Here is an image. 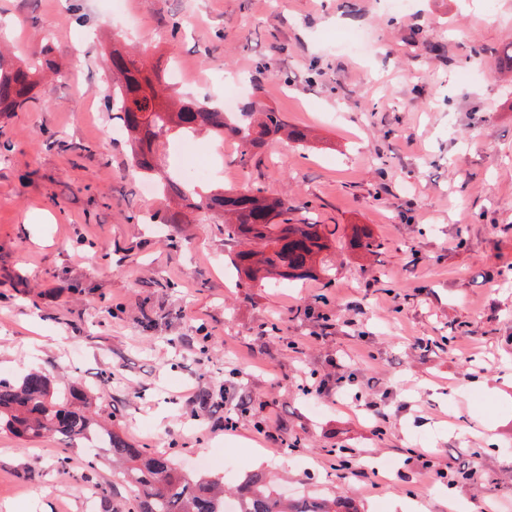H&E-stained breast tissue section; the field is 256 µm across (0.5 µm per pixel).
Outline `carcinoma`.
<instances>
[{"label": "carcinoma", "instance_id": "1", "mask_svg": "<svg viewBox=\"0 0 512 512\" xmlns=\"http://www.w3.org/2000/svg\"><path fill=\"white\" fill-rule=\"evenodd\" d=\"M113 95L119 125L130 141L134 165L145 177H153L156 153L169 133L184 135L211 132L230 136L246 148H257L277 138L302 144L307 129L290 125L279 112L263 110L255 102L240 109L234 120L215 107L179 98L171 101L166 81L145 64L112 50L109 58ZM40 68L7 63L0 52V112L23 109L32 98ZM161 193L172 191L187 207L222 219L224 232L236 241L233 258L241 274L251 282L303 280L315 274L316 258L329 247L326 226L310 218L293 224L292 206L251 190H231L206 195L187 189V183L167 179ZM350 244L372 251L364 228L351 226ZM0 427L22 440L34 441L59 435L69 441L83 439L110 448L112 468L127 485V512H227L233 497L234 512H348L341 499L299 497L289 499L261 474H252L233 491L219 478L175 472L170 458L147 448H137L96 418L91 403L78 389L63 395L51 390L42 372L32 371L15 382L0 378Z\"/></svg>", "mask_w": 512, "mask_h": 512}]
</instances>
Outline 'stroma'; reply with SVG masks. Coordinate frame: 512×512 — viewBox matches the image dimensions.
<instances>
[{
  "instance_id": "obj_1",
  "label": "stroma",
  "mask_w": 512,
  "mask_h": 512,
  "mask_svg": "<svg viewBox=\"0 0 512 512\" xmlns=\"http://www.w3.org/2000/svg\"><path fill=\"white\" fill-rule=\"evenodd\" d=\"M126 28L154 68L182 66L174 96L229 93L311 130L246 156L171 134L157 166L288 198L334 232L314 276L253 283L220 222L157 225L166 203L110 109ZM356 31L368 55L343 43ZM0 44L59 71L0 112V378L42 370L229 486L265 472L355 512H512V0H0ZM110 457L0 429V505L126 512Z\"/></svg>"
}]
</instances>
